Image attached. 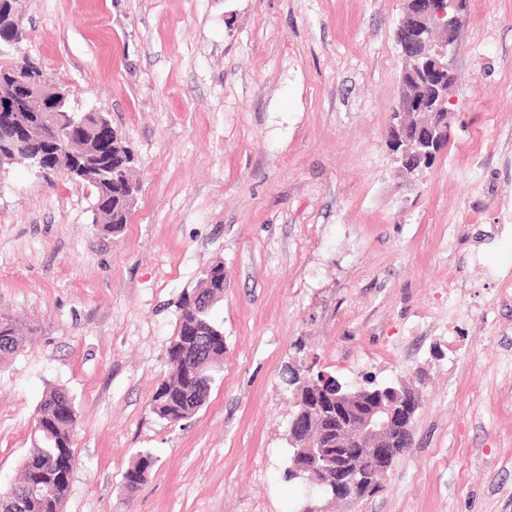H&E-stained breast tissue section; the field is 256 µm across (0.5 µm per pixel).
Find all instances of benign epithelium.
<instances>
[{
	"label": "benign epithelium",
	"instance_id": "7a95c632",
	"mask_svg": "<svg viewBox=\"0 0 512 512\" xmlns=\"http://www.w3.org/2000/svg\"><path fill=\"white\" fill-rule=\"evenodd\" d=\"M463 24V0H405L395 31L404 67L390 144L396 160L410 172L448 141V116L456 102L452 54ZM1 86L0 120L12 126L23 112L36 114V119L26 121L21 137L1 142L0 151L26 152L30 144L45 141L54 113L67 96L39 67L15 69L9 83ZM52 156L50 172L88 180L105 190L86 159L67 149H57ZM342 388L326 373L319 379L300 377L297 392L310 414L300 413L290 421L288 473L302 478L332 459L335 474L325 481L327 492L336 500L358 501L382 486L411 431L420 398L418 390L405 383H376L371 391L359 386L344 394Z\"/></svg>",
	"mask_w": 512,
	"mask_h": 512
}]
</instances>
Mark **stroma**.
Listing matches in <instances>:
<instances>
[{
    "label": "stroma",
    "mask_w": 512,
    "mask_h": 512,
    "mask_svg": "<svg viewBox=\"0 0 512 512\" xmlns=\"http://www.w3.org/2000/svg\"><path fill=\"white\" fill-rule=\"evenodd\" d=\"M74 111L108 112L140 191L116 234L92 187L0 177V487L66 389L63 512H512V0H466L434 164L388 147L402 0H20ZM224 266V364L176 424L150 400L184 294ZM415 381L412 446L355 503L285 477V365ZM155 465L123 489L140 453ZM7 331V334L3 332ZM22 344V337L18 336L15 324L9 317L0 318V359L16 353Z\"/></svg>",
    "instance_id": "1"
}]
</instances>
